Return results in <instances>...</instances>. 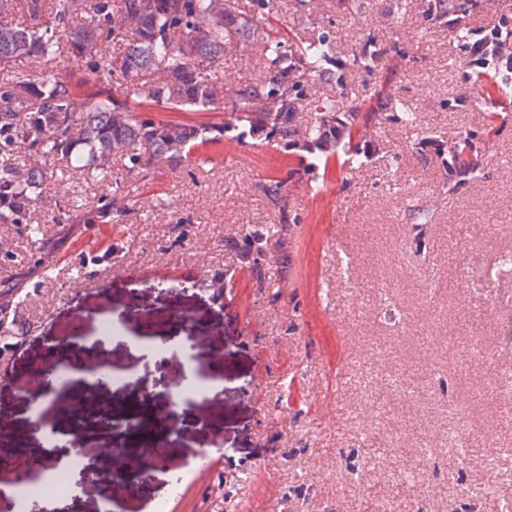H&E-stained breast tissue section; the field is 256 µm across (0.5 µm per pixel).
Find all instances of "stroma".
Listing matches in <instances>:
<instances>
[{"mask_svg":"<svg viewBox=\"0 0 512 512\" xmlns=\"http://www.w3.org/2000/svg\"><path fill=\"white\" fill-rule=\"evenodd\" d=\"M268 2L264 31L330 35L344 59L370 39L387 47L374 69L344 74L351 136L326 164L218 130L195 165L142 177L113 158L136 212L112 224L68 223L70 196L97 198L101 177L56 166L37 204L52 270L26 225L0 224V291L32 299L13 324L19 351L0 360V421L39 454L17 420L29 361L68 362L74 338L109 316L130 336H190L198 370L224 382L206 395L219 415L193 425L155 397L172 434L164 476L118 512H361L374 491L376 512H490L512 488V277H485L512 252V102L479 94L465 43L393 0ZM263 74L255 48L224 58L227 89ZM405 106L414 127L396 119ZM429 138L472 140L476 177L453 178ZM251 231L264 235L259 270L241 257ZM172 310L184 319L153 318ZM376 426L380 455L364 439ZM489 438L506 450L492 473ZM402 475L418 497H392Z\"/></svg>","mask_w":512,"mask_h":512,"instance_id":"obj_1","label":"stroma"}]
</instances>
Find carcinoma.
I'll return each instance as SVG.
<instances>
[{"label":"carcinoma","instance_id":"1","mask_svg":"<svg viewBox=\"0 0 512 512\" xmlns=\"http://www.w3.org/2000/svg\"><path fill=\"white\" fill-rule=\"evenodd\" d=\"M454 0H422V16L432 27L448 26ZM21 10L33 17L54 15L55 27L44 30L0 20V70L18 59L41 64L40 81L25 85L0 80V153L23 146L13 163L0 164V223L18 224L33 206L32 189L46 181L48 170L63 158L73 170L111 174L112 158L127 156L132 167L158 161L190 162L200 146L214 143L213 125L160 122L142 117L145 108L170 112H213L224 102V82L215 68L239 44L261 51L263 81H244L232 94L219 128L268 134L269 143L285 150L317 149L329 155L346 126L340 115L357 117L345 92L309 103L314 117L302 126L308 80L343 88L345 69H371L386 55L372 39L344 61L322 38L293 44L261 33L253 17L239 13L234 0H0V15ZM112 45L113 51H103ZM90 62L102 91L83 94L58 72L60 63ZM436 158L459 177L478 168L473 146L428 141ZM94 214L112 219L126 212L123 195H102ZM32 244L46 270L52 260L30 226ZM245 258L262 259L260 233L245 235ZM29 297H0V333L7 314Z\"/></svg>","mask_w":512,"mask_h":512}]
</instances>
